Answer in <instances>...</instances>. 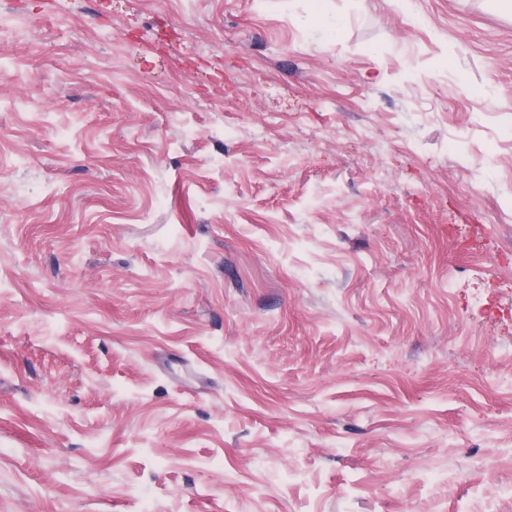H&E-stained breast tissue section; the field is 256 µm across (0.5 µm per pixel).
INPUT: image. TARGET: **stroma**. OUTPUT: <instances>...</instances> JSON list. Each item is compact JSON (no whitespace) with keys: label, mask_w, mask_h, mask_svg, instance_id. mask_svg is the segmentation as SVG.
Wrapping results in <instances>:
<instances>
[{"label":"stroma","mask_w":512,"mask_h":512,"mask_svg":"<svg viewBox=\"0 0 512 512\" xmlns=\"http://www.w3.org/2000/svg\"><path fill=\"white\" fill-rule=\"evenodd\" d=\"M0 512H512V0H0Z\"/></svg>","instance_id":"35a3bbf8"}]
</instances>
